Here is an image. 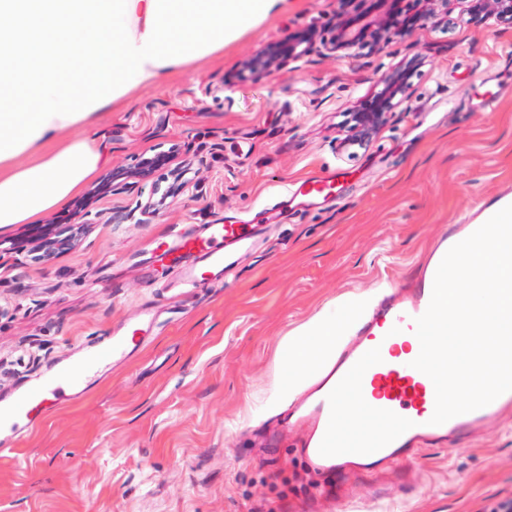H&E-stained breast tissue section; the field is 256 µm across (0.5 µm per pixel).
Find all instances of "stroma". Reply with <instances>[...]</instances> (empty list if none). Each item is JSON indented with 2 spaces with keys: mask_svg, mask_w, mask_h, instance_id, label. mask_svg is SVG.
I'll return each mask as SVG.
<instances>
[{
  "mask_svg": "<svg viewBox=\"0 0 512 512\" xmlns=\"http://www.w3.org/2000/svg\"><path fill=\"white\" fill-rule=\"evenodd\" d=\"M336 0H288L222 59L137 91L92 135L111 162L81 190L96 216L78 247L43 263L0 254V393L35 383L119 327L154 313L76 405L43 409L36 426L0 432V512H299L316 479L289 428L287 391L305 393L327 352L289 361L288 340L313 317L351 337L384 285L426 261L448 225L512 192V28L449 15L381 53L317 57L237 83L224 76L262 44L326 27ZM421 67L403 112L358 157L338 156L336 130L378 76L404 57ZM499 96L495 110L480 101ZM177 148L191 159L178 192L171 166L154 216L124 219L129 197L99 193L103 178ZM345 172L332 200L269 224L223 282L184 288L153 249L172 225L193 231L223 217L257 219L291 184ZM408 487L371 500V479L326 480L318 512H493L512 499V419L467 447L417 452Z\"/></svg>",
  "mask_w": 512,
  "mask_h": 512,
  "instance_id": "stroma-1",
  "label": "stroma"
}]
</instances>
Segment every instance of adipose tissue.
Wrapping results in <instances>:
<instances>
[{
    "mask_svg": "<svg viewBox=\"0 0 512 512\" xmlns=\"http://www.w3.org/2000/svg\"><path fill=\"white\" fill-rule=\"evenodd\" d=\"M288 0H0V231L109 162L87 135L139 89L223 52Z\"/></svg>",
    "mask_w": 512,
    "mask_h": 512,
    "instance_id": "ef3b65f1",
    "label": "adipose tissue"
}]
</instances>
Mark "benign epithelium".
Returning a JSON list of instances; mask_svg holds the SVG:
<instances>
[{"label":"benign epithelium","instance_id":"7a95c632","mask_svg":"<svg viewBox=\"0 0 512 512\" xmlns=\"http://www.w3.org/2000/svg\"><path fill=\"white\" fill-rule=\"evenodd\" d=\"M336 4L331 36L324 37L317 27L310 25L286 40L270 42L245 58L236 71L224 76V85L252 76H268L292 65L299 67L314 55L345 59L378 54L393 37H406L417 28L446 21L455 10L458 16L488 29L512 26V0H336ZM417 66L418 59L413 56L392 66L378 79L374 107L364 111L357 104L348 112V121L336 138V153L349 158L369 148L391 118L403 111ZM168 159L165 154L145 157L135 171L105 180L100 190L134 196V211L153 215L166 195L144 199L140 183L149 178L156 164ZM75 219L76 222L66 225L65 236L49 232L40 241L24 239L29 253L39 261L49 262L55 250L78 245L90 232L92 221L85 211L78 212Z\"/></svg>","mask_w":512,"mask_h":512}]
</instances>
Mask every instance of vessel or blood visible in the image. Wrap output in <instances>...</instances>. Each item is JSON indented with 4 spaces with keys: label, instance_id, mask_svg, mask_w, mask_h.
I'll use <instances>...</instances> for the list:
<instances>
[{
    "label": "vessel or blood",
    "instance_id": "vessel-or-blood-1",
    "mask_svg": "<svg viewBox=\"0 0 512 512\" xmlns=\"http://www.w3.org/2000/svg\"><path fill=\"white\" fill-rule=\"evenodd\" d=\"M342 173L298 182L283 208L298 210L327 200L344 182ZM512 205V194L501 195L482 208L467 224H457L436 245L430 262L402 285L383 292L359 318L351 340L323 370L309 393L288 414V425L307 431L304 455L314 472L326 474L343 465L370 473L412 458L423 444H462L512 409V391L490 404L457 415L443 424H431L435 387L413 366L419 352L415 320L427 310L437 269L448 250L480 228L490 217ZM259 225L237 221L203 225L195 233L172 231L161 263L181 269L184 283L197 287V267L205 265L212 279H222L237 255L250 248ZM127 337L116 336L96 350L71 359L50 371L38 383L15 396L0 398V429L31 421L45 404L65 405L78 401L86 382L107 365L127 354ZM355 402L356 413L344 410Z\"/></svg>",
    "mask_w": 512,
    "mask_h": 512
}]
</instances>
